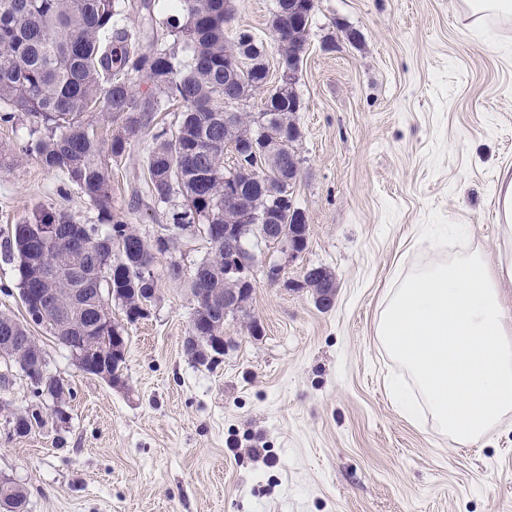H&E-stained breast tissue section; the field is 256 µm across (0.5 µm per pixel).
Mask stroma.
<instances>
[{
  "mask_svg": "<svg viewBox=\"0 0 512 512\" xmlns=\"http://www.w3.org/2000/svg\"><path fill=\"white\" fill-rule=\"evenodd\" d=\"M274 4L234 0L230 27L264 43L275 83ZM296 91L293 202L308 244L279 284L256 274L247 315L224 322L219 365L186 356L193 300L167 275L173 259L193 272L209 250L200 235L157 258L152 312L126 324L123 385L82 372L33 328L73 399L63 428L0 432V478L26 488L29 512H512V418L480 447L449 450L426 409L397 406L391 385L407 378L374 336L398 269L471 244L497 251L512 21L473 26L462 0H315ZM180 119L173 103L153 113L109 164L112 211L147 240L182 209L178 194L151 200L146 168L153 134ZM30 129L21 113L0 122V243L40 207L101 221L79 187L24 153ZM312 264L336 278L330 309L294 286Z\"/></svg>",
  "mask_w": 512,
  "mask_h": 512,
  "instance_id": "35a3bbf8",
  "label": "stroma"
}]
</instances>
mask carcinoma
<instances>
[{"mask_svg": "<svg viewBox=\"0 0 512 512\" xmlns=\"http://www.w3.org/2000/svg\"><path fill=\"white\" fill-rule=\"evenodd\" d=\"M229 0H172L171 9L185 21L170 17L163 35L182 40L190 54L178 57L157 48L159 37L143 43L139 33L118 26L117 17L133 13L140 25L157 30L156 0H0V121L10 123L17 113L31 119L35 128L24 145L49 169L78 186L101 215L99 224H82L74 216L41 207L11 228L6 257L18 263L20 288H42L36 263L58 267L55 287L81 288L92 318L77 313L63 323L48 312L47 333L71 354L84 350V362L112 370V357H102L105 325L100 314L109 306L98 289H112L127 311L138 308L147 292L156 291L153 272L156 254H166L174 239H143L127 222L112 214V191L107 157H121L147 124L149 114L162 109V100L181 106V121L172 132L161 130L147 150L148 190L156 203H167L179 192L185 209L174 224H203L212 237L211 251L188 279L192 297L200 305L224 299V290L237 287L224 278V225L239 224L245 214H260L277 207L279 224L294 223L288 213V174L299 176L300 159L295 141L300 101L295 85L288 84V61H301L312 13L294 23L288 0H279L269 18V28L279 47L283 76L271 89L263 84L269 64L263 43L247 29L226 38L232 16ZM150 80L156 93L138 98L132 77ZM266 90L257 112L225 116V95L247 100ZM91 112H109L121 125L112 132L109 154H104L97 131L86 121ZM48 134L36 135L37 127ZM232 147L252 164L253 153L266 149L272 163L254 168L253 177L241 183L239 202H224V149ZM62 224L64 231L48 245L40 239L41 225ZM185 353L202 366L216 365L224 356V322L202 318L191 323ZM21 322L0 313V336H23ZM43 353L36 341H17L7 353L0 382H9L16 369L31 372L32 393L45 398L58 379L34 368ZM6 512H29L28 492L9 479L0 480V505Z\"/></svg>", "mask_w": 512, "mask_h": 512, "instance_id": "cac0c4a2", "label": "carcinoma"}]
</instances>
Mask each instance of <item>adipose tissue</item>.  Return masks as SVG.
I'll list each match as a JSON object with an SVG mask.
<instances>
[{
  "mask_svg": "<svg viewBox=\"0 0 512 512\" xmlns=\"http://www.w3.org/2000/svg\"><path fill=\"white\" fill-rule=\"evenodd\" d=\"M496 211V255L474 247L396 278L374 328L454 449L481 446L512 416V318L500 293L512 282L511 168L500 176Z\"/></svg>",
  "mask_w": 512,
  "mask_h": 512,
  "instance_id": "adipose-tissue-1",
  "label": "adipose tissue"
}]
</instances>
